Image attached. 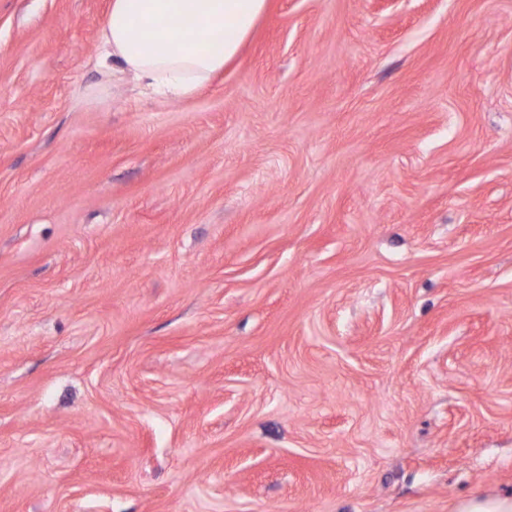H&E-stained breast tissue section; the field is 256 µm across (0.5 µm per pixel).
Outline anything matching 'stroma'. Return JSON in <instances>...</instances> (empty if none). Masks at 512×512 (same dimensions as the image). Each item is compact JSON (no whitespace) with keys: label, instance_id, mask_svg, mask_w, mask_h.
<instances>
[{"label":"stroma","instance_id":"35a3bbf8","mask_svg":"<svg viewBox=\"0 0 512 512\" xmlns=\"http://www.w3.org/2000/svg\"><path fill=\"white\" fill-rule=\"evenodd\" d=\"M110 0H0V512L512 496V0H268L175 99Z\"/></svg>","mask_w":512,"mask_h":512}]
</instances>
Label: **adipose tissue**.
Here are the masks:
<instances>
[{
    "mask_svg": "<svg viewBox=\"0 0 512 512\" xmlns=\"http://www.w3.org/2000/svg\"><path fill=\"white\" fill-rule=\"evenodd\" d=\"M267 0H112L96 65L133 75L157 92L193 95L234 60ZM190 21L166 28L170 13Z\"/></svg>",
    "mask_w": 512,
    "mask_h": 512,
    "instance_id": "1",
    "label": "adipose tissue"
}]
</instances>
